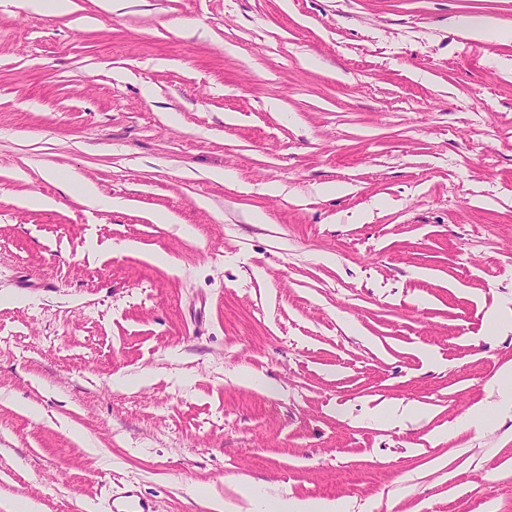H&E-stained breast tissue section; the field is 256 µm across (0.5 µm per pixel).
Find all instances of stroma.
I'll return each mask as SVG.
<instances>
[{
    "label": "stroma",
    "mask_w": 512,
    "mask_h": 512,
    "mask_svg": "<svg viewBox=\"0 0 512 512\" xmlns=\"http://www.w3.org/2000/svg\"><path fill=\"white\" fill-rule=\"evenodd\" d=\"M481 18L512 0H0V512H512V41ZM110 511L112 512H152L148 501L134 491H127L121 496H110ZM273 507L274 512H346L343 501L335 499L280 497Z\"/></svg>",
    "instance_id": "stroma-1"
}]
</instances>
